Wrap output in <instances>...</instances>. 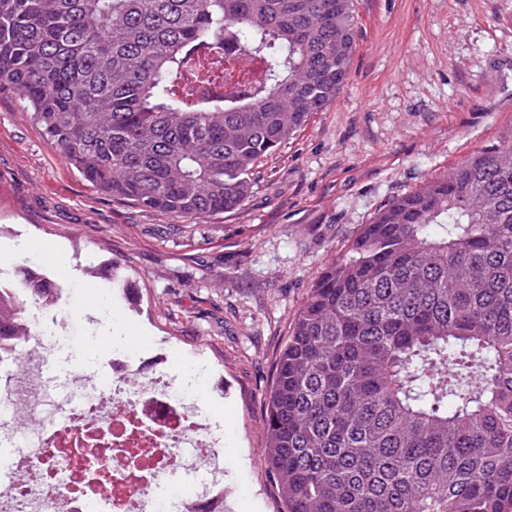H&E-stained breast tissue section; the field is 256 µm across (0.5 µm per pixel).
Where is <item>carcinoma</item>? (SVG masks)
Here are the masks:
<instances>
[{
    "mask_svg": "<svg viewBox=\"0 0 512 512\" xmlns=\"http://www.w3.org/2000/svg\"><path fill=\"white\" fill-rule=\"evenodd\" d=\"M356 47L353 0H0V89L92 187L186 220L244 201ZM54 291L29 263L0 282V337L29 335ZM266 438L286 512H512V126L327 265Z\"/></svg>",
    "mask_w": 512,
    "mask_h": 512,
    "instance_id": "cac0c4a2",
    "label": "carcinoma"
}]
</instances>
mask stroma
Here are the masks:
<instances>
[{
    "mask_svg": "<svg viewBox=\"0 0 512 512\" xmlns=\"http://www.w3.org/2000/svg\"><path fill=\"white\" fill-rule=\"evenodd\" d=\"M348 79L326 111L253 169L238 209L186 221L96 191L0 90V279L48 247L43 270L75 315L80 355L109 332L161 344L172 387L192 388L224 432L233 512H286L264 463L265 395L298 310L360 225L496 144L512 124V0H355ZM139 295L115 301L112 269ZM112 296L90 310L89 289Z\"/></svg>",
    "mask_w": 512,
    "mask_h": 512,
    "instance_id": "obj_1",
    "label": "stroma"
}]
</instances>
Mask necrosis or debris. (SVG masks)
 Listing matches in <instances>:
<instances>
[{"mask_svg": "<svg viewBox=\"0 0 512 512\" xmlns=\"http://www.w3.org/2000/svg\"><path fill=\"white\" fill-rule=\"evenodd\" d=\"M65 307L0 340V512H224L220 441L192 395L166 383V353L113 348L97 378L74 361ZM201 463L211 476L199 487L153 496Z\"/></svg>", "mask_w": 512, "mask_h": 512, "instance_id": "necrosis-or-debris-1", "label": "necrosis or debris"}]
</instances>
